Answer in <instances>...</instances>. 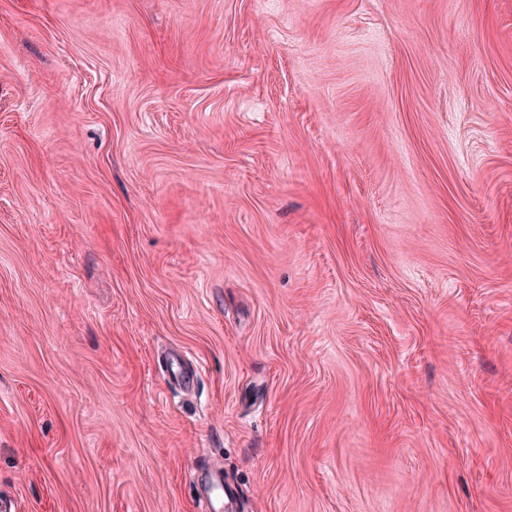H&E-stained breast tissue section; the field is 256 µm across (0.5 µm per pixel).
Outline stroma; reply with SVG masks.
<instances>
[{
	"label": "stroma",
	"mask_w": 512,
	"mask_h": 512,
	"mask_svg": "<svg viewBox=\"0 0 512 512\" xmlns=\"http://www.w3.org/2000/svg\"><path fill=\"white\" fill-rule=\"evenodd\" d=\"M209 467L512 512V0H0V497ZM167 371L169 380L184 390H189L195 385L198 378V369H186L182 356L177 351H171L167 355Z\"/></svg>",
	"instance_id": "1"
}]
</instances>
